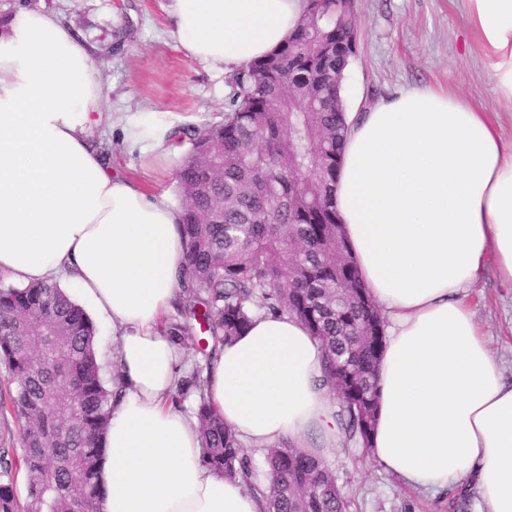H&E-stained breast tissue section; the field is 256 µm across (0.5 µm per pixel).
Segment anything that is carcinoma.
<instances>
[{
    "instance_id": "carcinoma-1",
    "label": "carcinoma",
    "mask_w": 512,
    "mask_h": 512,
    "mask_svg": "<svg viewBox=\"0 0 512 512\" xmlns=\"http://www.w3.org/2000/svg\"><path fill=\"white\" fill-rule=\"evenodd\" d=\"M352 0H307L294 35L237 69L224 121L193 131L176 170L186 240L175 314L160 329L210 363L256 310L299 318L321 345L324 382L341 387L335 413L348 440L367 447L376 419L377 365L385 334L339 232L331 193L344 136L342 81L356 53ZM307 180L284 174L301 154ZM96 328L55 282L0 286V365L16 383L0 414L22 421V458L0 454V512H99V465L112 390L97 363ZM203 366L170 401L198 395L203 462L266 499V512H348L336 473L319 453L284 441L259 477L235 432L204 397ZM23 466L26 497L16 493Z\"/></svg>"
}]
</instances>
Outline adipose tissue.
Listing matches in <instances>:
<instances>
[{
	"label": "adipose tissue",
	"mask_w": 512,
	"mask_h": 512,
	"mask_svg": "<svg viewBox=\"0 0 512 512\" xmlns=\"http://www.w3.org/2000/svg\"><path fill=\"white\" fill-rule=\"evenodd\" d=\"M500 103L512 107V0H464ZM304 0H173L172 34L223 68L269 55ZM104 121L88 49L54 12L13 14L0 32V278L66 277L112 325L103 361L112 421L100 512H262L241 478L202 461L197 418L174 408L180 350L160 329L185 256L182 208L114 172L91 139ZM123 135L167 169L175 124L143 112ZM336 172L342 234L385 322L368 456L416 488L473 481L487 512H512V382L467 290L512 288V148L486 110L412 87L347 115ZM322 351L293 315H261L205 370L206 397L247 448L336 442Z\"/></svg>",
	"instance_id": "1"
}]
</instances>
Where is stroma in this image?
<instances>
[{
	"mask_svg": "<svg viewBox=\"0 0 512 512\" xmlns=\"http://www.w3.org/2000/svg\"><path fill=\"white\" fill-rule=\"evenodd\" d=\"M71 26L98 71L105 110L154 112L187 130L223 121L233 93L231 70L187 57L171 35L172 0H40ZM357 52L345 83L346 107L365 112L412 86L453 89L494 110L505 146H512V110L498 105L490 70L473 41L463 0H354ZM94 144L113 170L142 176L144 160L102 127ZM502 375L512 382V288L493 277L468 290ZM350 512H483L475 488L434 492L388 474L358 444L337 438L325 449Z\"/></svg>",
	"mask_w": 512,
	"mask_h": 512,
	"instance_id": "1",
	"label": "stroma"
}]
</instances>
